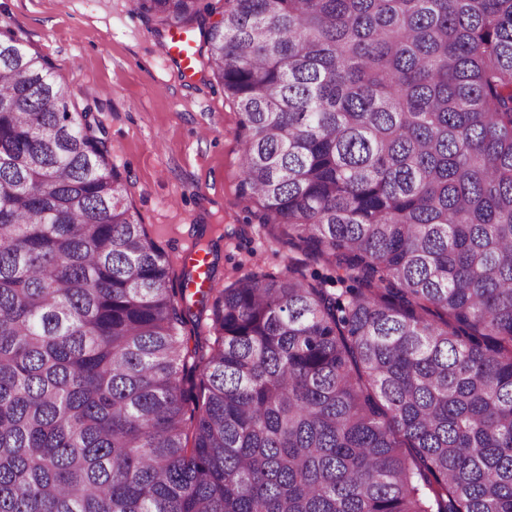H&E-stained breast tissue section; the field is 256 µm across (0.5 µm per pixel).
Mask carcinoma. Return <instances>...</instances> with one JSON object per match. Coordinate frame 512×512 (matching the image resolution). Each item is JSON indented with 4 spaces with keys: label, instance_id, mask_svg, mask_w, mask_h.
I'll return each instance as SVG.
<instances>
[{
    "label": "carcinoma",
    "instance_id": "cac0c4a2",
    "mask_svg": "<svg viewBox=\"0 0 512 512\" xmlns=\"http://www.w3.org/2000/svg\"><path fill=\"white\" fill-rule=\"evenodd\" d=\"M134 2L219 13L238 195L343 289L172 287L1 15L0 512H512V0Z\"/></svg>",
    "mask_w": 512,
    "mask_h": 512
}]
</instances>
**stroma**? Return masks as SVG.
<instances>
[{"label": "stroma", "mask_w": 512, "mask_h": 512, "mask_svg": "<svg viewBox=\"0 0 512 512\" xmlns=\"http://www.w3.org/2000/svg\"><path fill=\"white\" fill-rule=\"evenodd\" d=\"M30 50L48 57L105 132L126 202L165 252L172 278L187 243L208 248L218 286L288 253L237 192L238 114L209 69L184 74L168 29L132 0H0Z\"/></svg>", "instance_id": "35a3bbf8"}]
</instances>
